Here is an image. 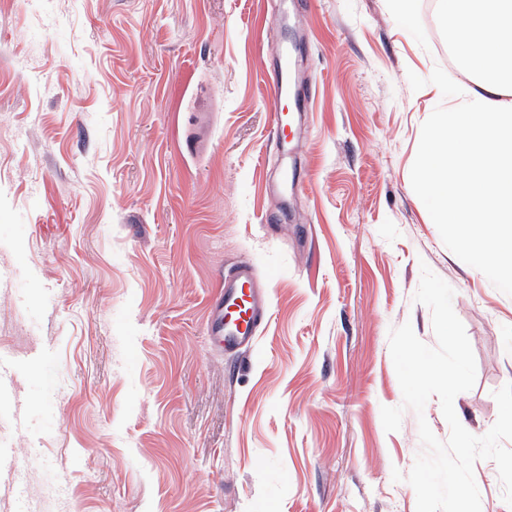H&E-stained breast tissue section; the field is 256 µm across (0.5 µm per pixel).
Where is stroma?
Returning <instances> with one entry per match:
<instances>
[{
	"label": "stroma",
	"mask_w": 512,
	"mask_h": 512,
	"mask_svg": "<svg viewBox=\"0 0 512 512\" xmlns=\"http://www.w3.org/2000/svg\"><path fill=\"white\" fill-rule=\"evenodd\" d=\"M0 0V512H416L418 420L389 332L422 267L476 361L454 409L484 435L512 382V296L443 243L411 186L427 83L461 69L437 0ZM316 95L277 142L281 46ZM195 151H188L186 141ZM307 187L286 188L291 170ZM270 297L253 352L208 336L215 276ZM481 512H512L493 461Z\"/></svg>",
	"instance_id": "stroma-1"
}]
</instances>
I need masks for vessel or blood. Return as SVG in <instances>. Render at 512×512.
<instances>
[{
  "label": "vessel or blood",
  "instance_id": "b4317fda",
  "mask_svg": "<svg viewBox=\"0 0 512 512\" xmlns=\"http://www.w3.org/2000/svg\"><path fill=\"white\" fill-rule=\"evenodd\" d=\"M294 79L295 58L286 49L279 56L277 75L271 85L273 102L291 95ZM258 283L255 270L245 263L234 264L217 275L210 333L225 354L240 356L251 352L269 317L267 296Z\"/></svg>",
  "mask_w": 512,
  "mask_h": 512
}]
</instances>
